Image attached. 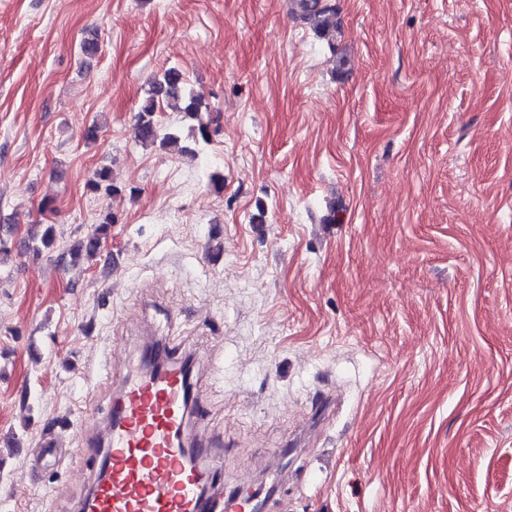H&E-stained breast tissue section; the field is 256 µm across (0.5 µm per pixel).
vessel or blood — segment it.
Wrapping results in <instances>:
<instances>
[{
	"label": "vessel or blood",
	"mask_w": 512,
	"mask_h": 512,
	"mask_svg": "<svg viewBox=\"0 0 512 512\" xmlns=\"http://www.w3.org/2000/svg\"><path fill=\"white\" fill-rule=\"evenodd\" d=\"M201 407L182 366L120 378L98 441L106 473L83 512H251L245 488L213 490L221 464L214 451L189 445Z\"/></svg>",
	"instance_id": "obj_1"
}]
</instances>
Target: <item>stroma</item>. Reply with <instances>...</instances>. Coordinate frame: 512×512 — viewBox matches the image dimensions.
Listing matches in <instances>:
<instances>
[{"mask_svg": "<svg viewBox=\"0 0 512 512\" xmlns=\"http://www.w3.org/2000/svg\"><path fill=\"white\" fill-rule=\"evenodd\" d=\"M334 2L0 0V512H75L148 336L266 512H512V0ZM331 0H292L290 13L295 20L308 25L317 34L334 37L336 8ZM164 102L183 114V120L191 123V130L196 137L203 141L209 139V125L204 122L202 116V112L206 111L202 95L187 86L179 70L171 68L161 76L154 78L152 89L136 114V126L140 140L146 144H154L159 140L163 147L176 146L180 152L194 154L195 150L191 147L180 146V138L176 134H165L162 138L160 137L155 122V113ZM203 107H205L204 110ZM114 223V217L110 214L106 215L103 221L91 232L90 235L85 236L78 244L76 249H70L72 256V264L77 265V260L83 252L87 258L96 256L100 249L101 239L107 234L108 227Z\"/></svg>", "mask_w": 512, "mask_h": 512, "instance_id": "stroma-1", "label": "stroma"}]
</instances>
